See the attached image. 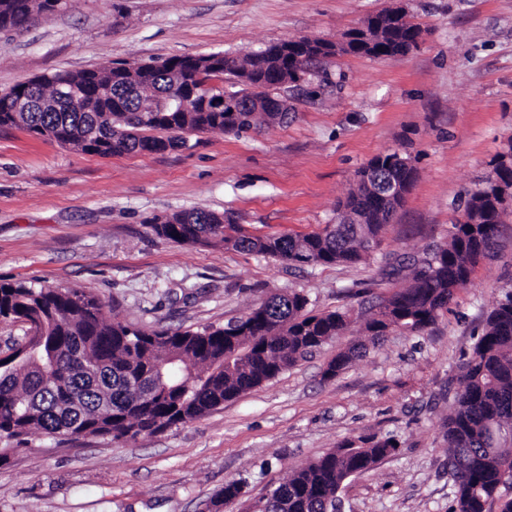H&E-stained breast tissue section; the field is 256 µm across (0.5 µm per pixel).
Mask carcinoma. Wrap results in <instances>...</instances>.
I'll use <instances>...</instances> for the list:
<instances>
[{
	"instance_id": "carcinoma-1",
	"label": "carcinoma",
	"mask_w": 512,
	"mask_h": 512,
	"mask_svg": "<svg viewBox=\"0 0 512 512\" xmlns=\"http://www.w3.org/2000/svg\"><path fill=\"white\" fill-rule=\"evenodd\" d=\"M58 0H0V27L24 29L29 13L52 14ZM370 45L351 47L354 55L404 56L418 45L421 28L391 9L375 15ZM205 58L172 57L142 64L133 73L107 66L44 75L29 89L23 82L0 93V127L30 133L51 132L63 145L99 156L149 154L188 149L189 136L207 131L239 134L288 121L275 119L263 103H275L288 89L283 79L312 80L314 66L327 54L305 51L289 61L277 44L236 56L237 71H225ZM197 105L186 112H143L168 95L184 71ZM238 81L231 90L243 112L231 118L215 110L224 77ZM83 103L72 106L73 90ZM28 93L27 112H14V95ZM397 152L373 158L357 172L359 186L336 212L348 211L340 224L307 234L254 236L224 215L204 209L182 211L154 224L156 233L181 244L223 246L256 252L300 266H348L368 260L380 249L383 233L400 201L375 205L374 181L366 173L390 176L405 188L415 169L396 161ZM499 154L483 183L469 191L463 212L467 222L452 224L448 242L414 264L409 284L379 298L364 318L363 333L372 344L388 327L421 333L448 310L457 289L468 284L480 261L496 246L499 228L512 217L502 205L497 184H512V162ZM301 291L274 295L246 316L200 330L147 331L106 317L105 303L90 291L35 287L0 281V318L27 322L34 335L0 358V438L21 442L39 432L74 440L103 437L134 439L186 423L240 394L275 379L324 344L342 336L349 311L313 312ZM353 344L336 353L323 377L331 379L362 355ZM454 405L444 424L448 472L454 484L452 512H512V288L503 291L486 316L481 335L460 365ZM393 436L361 438L294 469L254 512H340L339 490L345 480L370 471L394 454ZM244 483L224 485L210 500L219 506L238 498Z\"/></svg>"
}]
</instances>
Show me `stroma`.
I'll use <instances>...</instances> for the list:
<instances>
[{
	"instance_id": "35a3bbf8",
	"label": "stroma",
	"mask_w": 512,
	"mask_h": 512,
	"mask_svg": "<svg viewBox=\"0 0 512 512\" xmlns=\"http://www.w3.org/2000/svg\"><path fill=\"white\" fill-rule=\"evenodd\" d=\"M402 5L422 33L409 54L339 55L290 89L288 124L205 132L187 150L109 157L0 128V280L92 291L109 318L145 330H197L301 290L353 323L312 358L193 421L133 440L30 434L0 466V512H249L289 471L343 442L392 435L397 451L339 492L342 512H451L443 422L448 384L503 288L502 248L434 325L368 347L324 379L339 349L363 342L374 295L407 285L388 262L442 245L464 196L512 140V0H67L23 31L0 29V92L36 76L172 56L264 49L298 37L336 42ZM396 151L416 169L380 250L354 266L298 267L159 236L156 219L202 208L256 236L336 220L356 173Z\"/></svg>"
}]
</instances>
